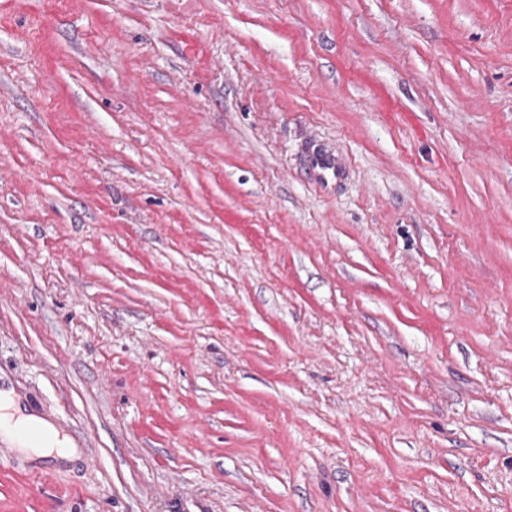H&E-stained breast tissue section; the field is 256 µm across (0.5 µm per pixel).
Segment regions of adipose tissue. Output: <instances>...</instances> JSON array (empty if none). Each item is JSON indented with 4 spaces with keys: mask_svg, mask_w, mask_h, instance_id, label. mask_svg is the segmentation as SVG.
Instances as JSON below:
<instances>
[{
    "mask_svg": "<svg viewBox=\"0 0 512 512\" xmlns=\"http://www.w3.org/2000/svg\"><path fill=\"white\" fill-rule=\"evenodd\" d=\"M0 439L31 458L70 459L78 453L51 423L23 412L8 390L0 392Z\"/></svg>",
    "mask_w": 512,
    "mask_h": 512,
    "instance_id": "1",
    "label": "adipose tissue"
}]
</instances>
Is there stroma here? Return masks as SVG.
<instances>
[{"instance_id":"35a3bbf8","label":"stroma","mask_w":512,"mask_h":512,"mask_svg":"<svg viewBox=\"0 0 512 512\" xmlns=\"http://www.w3.org/2000/svg\"><path fill=\"white\" fill-rule=\"evenodd\" d=\"M0 386V512H512V0H0ZM307 171L316 186L326 188L343 179L346 165L342 157L314 144L307 151ZM52 424L23 412L13 391L0 392V438L11 444L18 452L31 458L75 457L78 449L72 447L67 439L61 440L55 431L58 429Z\"/></svg>"}]
</instances>
